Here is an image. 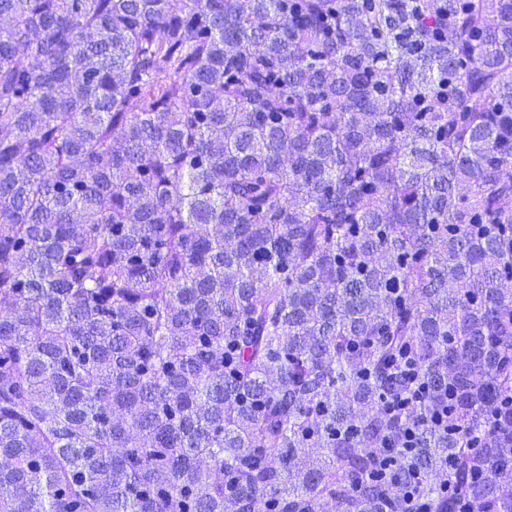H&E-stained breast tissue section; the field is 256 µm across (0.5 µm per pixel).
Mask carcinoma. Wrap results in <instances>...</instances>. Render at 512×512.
<instances>
[{
    "instance_id": "cac0c4a2",
    "label": "carcinoma",
    "mask_w": 512,
    "mask_h": 512,
    "mask_svg": "<svg viewBox=\"0 0 512 512\" xmlns=\"http://www.w3.org/2000/svg\"><path fill=\"white\" fill-rule=\"evenodd\" d=\"M0 19V512H512V0Z\"/></svg>"
}]
</instances>
